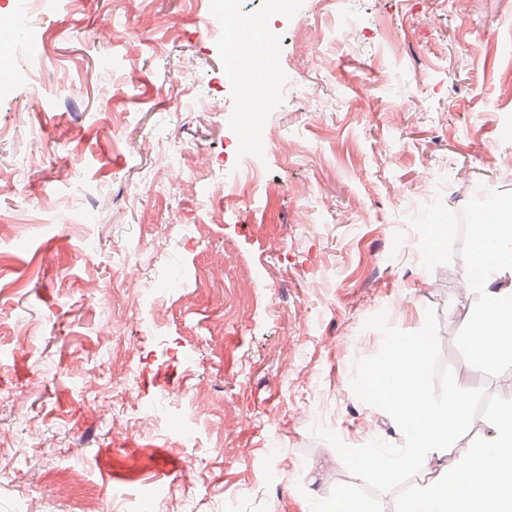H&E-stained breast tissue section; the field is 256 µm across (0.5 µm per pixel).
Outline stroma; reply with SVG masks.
Returning <instances> with one entry per match:
<instances>
[{"label":"stroma","mask_w":512,"mask_h":512,"mask_svg":"<svg viewBox=\"0 0 512 512\" xmlns=\"http://www.w3.org/2000/svg\"><path fill=\"white\" fill-rule=\"evenodd\" d=\"M36 10L27 35L0 30L15 48L0 83L20 85L0 101V512H122L133 482L185 512H323L340 489L401 487L405 471L340 454L400 443L354 381L393 341L451 333L473 302L485 197L512 202V0H288L264 33L289 84L257 121L274 138L265 180L220 217L200 203L231 176L245 104L205 0ZM192 93L206 107L170 124ZM452 216L429 263L420 223ZM122 244L143 252L118 280ZM148 280L163 303L138 298ZM438 357L424 359L434 398L450 380L477 394L469 354ZM131 365L135 390L113 398ZM160 371L193 407L160 406ZM184 434L189 481L164 455Z\"/></svg>","instance_id":"obj_1"}]
</instances>
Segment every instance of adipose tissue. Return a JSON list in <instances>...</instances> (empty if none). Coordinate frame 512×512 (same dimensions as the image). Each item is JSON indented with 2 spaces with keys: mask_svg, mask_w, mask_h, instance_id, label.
I'll use <instances>...</instances> for the list:
<instances>
[{
  "mask_svg": "<svg viewBox=\"0 0 512 512\" xmlns=\"http://www.w3.org/2000/svg\"><path fill=\"white\" fill-rule=\"evenodd\" d=\"M496 216V223L480 236L477 264L482 273L475 279L487 308L473 319L463 342L483 346L484 359L512 372V208L497 209ZM395 361L407 381L383 405L398 424L404 444L392 460H375L370 448L364 454L373 470L424 464L434 472L422 493L404 499L400 512H512V404L497 414L482 448L448 457L449 437L465 431L470 420L469 406L460 400L465 384L449 382L436 400L426 389V368L417 354L402 353Z\"/></svg>",
  "mask_w": 512,
  "mask_h": 512,
  "instance_id": "ef3b65f1",
  "label": "adipose tissue"
}]
</instances>
